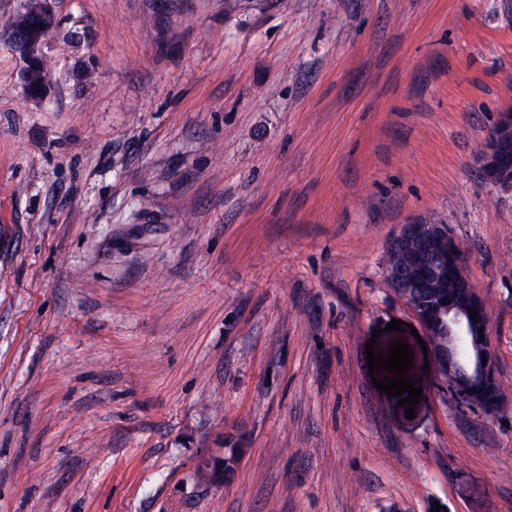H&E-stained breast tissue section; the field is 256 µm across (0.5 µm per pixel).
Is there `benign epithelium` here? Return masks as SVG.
Listing matches in <instances>:
<instances>
[{"label":"benign epithelium","mask_w":512,"mask_h":512,"mask_svg":"<svg viewBox=\"0 0 512 512\" xmlns=\"http://www.w3.org/2000/svg\"><path fill=\"white\" fill-rule=\"evenodd\" d=\"M45 37L16 38L13 50L26 59L42 54ZM480 170L494 185L512 186V113L500 116L491 130ZM397 262L388 266V282L435 343L440 375L469 405L484 408L495 401L497 413L505 403L494 387L489 360L494 347L491 313L473 288L457 237L447 224H404L389 244ZM475 315H470V312ZM488 363H482V359Z\"/></svg>","instance_id":"7a95c632"}]
</instances>
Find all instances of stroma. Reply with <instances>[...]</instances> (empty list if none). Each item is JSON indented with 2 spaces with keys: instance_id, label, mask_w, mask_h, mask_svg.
Instances as JSON below:
<instances>
[{
  "instance_id": "35a3bbf8",
  "label": "stroma",
  "mask_w": 512,
  "mask_h": 512,
  "mask_svg": "<svg viewBox=\"0 0 512 512\" xmlns=\"http://www.w3.org/2000/svg\"><path fill=\"white\" fill-rule=\"evenodd\" d=\"M0 39V512H512V0H53ZM451 225L490 416L392 320L400 225ZM408 344L414 418L367 342ZM232 458L225 481L208 457ZM24 71L30 73V77L24 81V89L29 97L34 98V95L46 90V86L51 84L52 70L45 67L44 60L40 58L36 61L25 65ZM480 170L494 185L512 186V113H503L491 130Z\"/></svg>"
}]
</instances>
